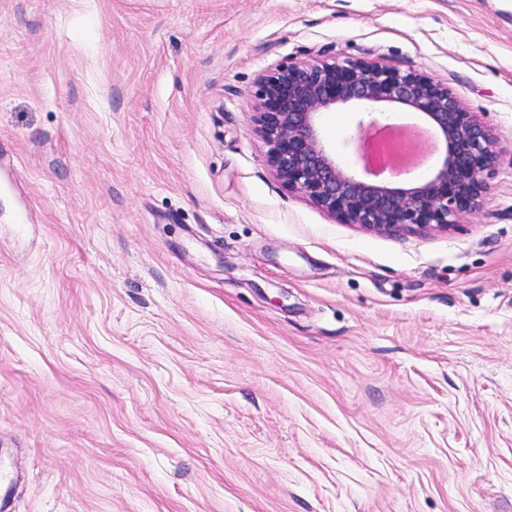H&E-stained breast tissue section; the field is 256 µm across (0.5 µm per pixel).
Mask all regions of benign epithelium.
Wrapping results in <instances>:
<instances>
[{"label": "benign epithelium", "instance_id": "obj_1", "mask_svg": "<svg viewBox=\"0 0 512 512\" xmlns=\"http://www.w3.org/2000/svg\"><path fill=\"white\" fill-rule=\"evenodd\" d=\"M257 97L254 124L276 176L329 215L368 231L448 229L477 206L497 157L491 131L448 88L378 62L290 61L259 80ZM344 106L360 114L350 162L321 131L324 115ZM399 111L419 114L421 132L430 135L436 161L424 180L376 179L364 168V147L397 127L392 115Z\"/></svg>", "mask_w": 512, "mask_h": 512}]
</instances>
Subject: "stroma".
<instances>
[{
	"label": "stroma",
	"mask_w": 512,
	"mask_h": 512,
	"mask_svg": "<svg viewBox=\"0 0 512 512\" xmlns=\"http://www.w3.org/2000/svg\"><path fill=\"white\" fill-rule=\"evenodd\" d=\"M377 61L498 141L385 235L288 190L262 75ZM11 512H512V0H0Z\"/></svg>",
	"instance_id": "obj_1"
}]
</instances>
